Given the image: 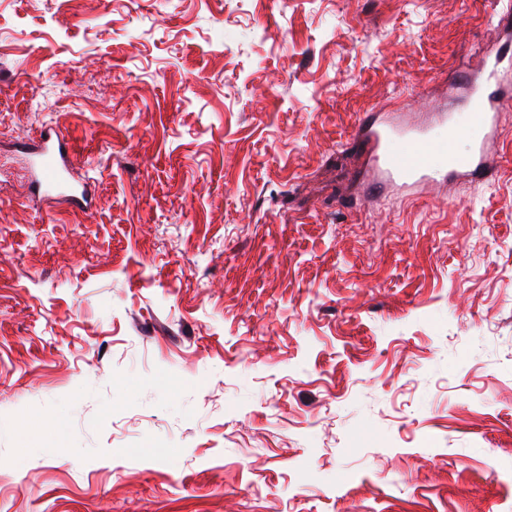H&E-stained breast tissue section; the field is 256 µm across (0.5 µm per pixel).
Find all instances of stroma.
Wrapping results in <instances>:
<instances>
[{
  "mask_svg": "<svg viewBox=\"0 0 512 512\" xmlns=\"http://www.w3.org/2000/svg\"><path fill=\"white\" fill-rule=\"evenodd\" d=\"M494 9L0 0V512H512V108L485 179L368 192L356 135ZM69 142L58 131H43L35 154L38 156L39 189L66 197L72 207L84 210L88 205V190L84 185H74L67 179Z\"/></svg>",
  "mask_w": 512,
  "mask_h": 512,
  "instance_id": "stroma-1",
  "label": "stroma"
}]
</instances>
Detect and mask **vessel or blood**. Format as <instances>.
<instances>
[{"mask_svg":"<svg viewBox=\"0 0 512 512\" xmlns=\"http://www.w3.org/2000/svg\"><path fill=\"white\" fill-rule=\"evenodd\" d=\"M461 100L466 121L439 114L438 125L447 127V135H433L426 129H404L376 114H364L359 132L370 149V166L380 181L412 188L436 178H458L483 171L486 151L496 130L500 109L512 103V41L507 40L489 51L479 69L466 73L461 81ZM471 145L468 155H457L456 140ZM70 145L58 131L45 129L36 148L40 179L44 192L66 197L72 207L88 205L86 186L69 182Z\"/></svg>","mask_w":512,"mask_h":512,"instance_id":"vessel-or-blood-1","label":"vessel or blood"}]
</instances>
